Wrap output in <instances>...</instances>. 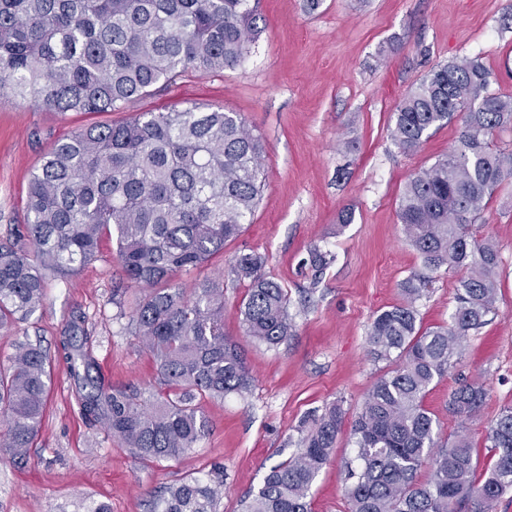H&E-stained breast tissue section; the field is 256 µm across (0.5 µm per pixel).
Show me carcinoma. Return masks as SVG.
<instances>
[{
    "label": "carcinoma",
    "mask_w": 512,
    "mask_h": 512,
    "mask_svg": "<svg viewBox=\"0 0 512 512\" xmlns=\"http://www.w3.org/2000/svg\"><path fill=\"white\" fill-rule=\"evenodd\" d=\"M257 31L249 0H0V91L61 114L112 111L188 70L236 66ZM488 86L476 60L437 64L396 109L391 135L406 152L461 118L458 145L405 182L398 217L427 269L466 275L448 325H417L415 302L428 277L409 278L402 302L371 323V354L394 367L373 384L353 425L358 468L348 470V512H494L512 488V406L488 428L496 459L480 473L469 436L439 446L423 405L498 295V247L476 239L472 226L512 181V151L494 143L495 133L512 129V96ZM263 152L241 115L197 103L87 125L42 156L27 184L21 243H0V329L41 302L48 275L76 273L105 241L116 244L127 283L149 290L118 316H129L153 356L161 396L104 386L83 314L72 316L62 340L82 417L141 460L176 459L197 447L209 433L198 400L241 396L252 385L244 353L224 336L223 281L206 278L188 293L176 275L203 267L243 232L262 195ZM230 264L249 281L240 308L245 334L269 346L286 340L288 294L264 276L263 258L244 252ZM50 381L51 357L37 344L17 345L0 367V452L27 458ZM485 398L483 386L462 384L448 411L468 421ZM310 420L298 451L270 469L245 512H311V487L344 414L332 403ZM424 464L432 474L421 482ZM220 488L187 479L164 488L151 512H216Z\"/></svg>",
    "instance_id": "obj_1"
}]
</instances>
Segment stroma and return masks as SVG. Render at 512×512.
Listing matches in <instances>:
<instances>
[{
  "instance_id": "stroma-1",
  "label": "stroma",
  "mask_w": 512,
  "mask_h": 512,
  "mask_svg": "<svg viewBox=\"0 0 512 512\" xmlns=\"http://www.w3.org/2000/svg\"><path fill=\"white\" fill-rule=\"evenodd\" d=\"M260 34L240 63L220 73L189 72L157 85L146 98L112 112L60 115L0 97V240L25 221L26 188L42 155L88 124L192 102L242 115L264 144L262 199L244 232L226 243L204 271L181 275L185 288L204 276L224 279V333L244 349L253 376L249 393L205 398L209 434L179 458L130 455L81 416L60 339L72 315L84 314L99 374L115 387L150 396L156 366L119 305L136 289L122 280L116 248L104 243L77 274L47 277L41 305L0 331V363L16 343H41L52 358L51 384L39 435L24 461L0 457V512H151L165 487L196 477L222 481L217 512L243 504L270 469L300 446L311 413L340 404L345 425L310 491L312 512H348L347 464L355 455L351 427L389 362L374 360L368 329L377 311L400 303L403 283L423 261L406 240L397 202L407 178L457 143L460 121L436 130L414 153L391 138L400 99L436 64L479 59L489 90L512 94V0H251ZM353 221L341 223L344 213ZM473 233L500 250L498 297L486 324L471 333L448 376L424 405L447 444L467 433L481 465L492 461L488 426L512 405V183H504ZM331 255L323 270L311 248ZM257 252L266 277L288 292L292 328L270 347L244 336L239 306L246 281L232 273L238 252ZM458 273L439 270L416 303L422 327L447 324L456 308ZM483 384L486 400L463 422L448 411L458 383Z\"/></svg>"
}]
</instances>
